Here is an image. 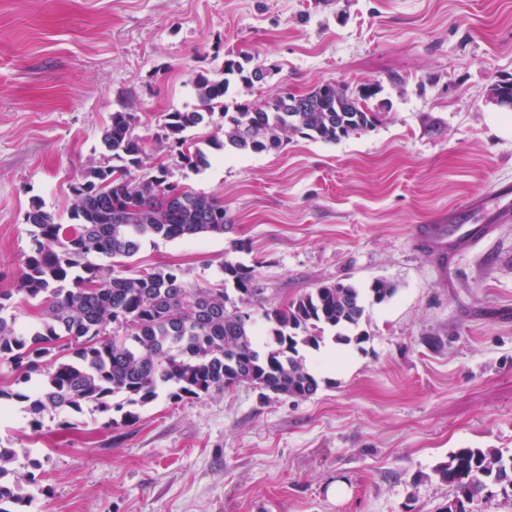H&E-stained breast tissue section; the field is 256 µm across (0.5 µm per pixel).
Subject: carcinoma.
<instances>
[{"label":"carcinoma","instance_id":"carcinoma-1","mask_svg":"<svg viewBox=\"0 0 512 512\" xmlns=\"http://www.w3.org/2000/svg\"><path fill=\"white\" fill-rule=\"evenodd\" d=\"M248 64L229 55L220 75L197 73L198 105L165 115L164 138L191 168L207 167L209 158L186 132L216 112L224 118V142L217 147L230 152L277 151L286 134L336 142L378 122L379 113L369 105L381 91L377 84L364 85L356 96L326 83L303 94V106L294 110L282 108L278 94L230 103L235 87L255 85L259 68ZM135 123L132 112L112 113L101 137L107 164L89 169L72 187L71 223H61L35 200L25 214L30 249L19 267L17 291L40 301L42 310L26 329L15 317L0 315V362L11 364L24 383L34 375L40 379L33 391L0 390V398L24 404L39 430L45 416L65 409L80 413L89 404L107 415L104 427L130 426L164 391L180 401L243 384L294 398L314 395L319 381L301 351L319 348L327 329L335 331L332 340L339 345L362 343L355 329L366 304L383 303L396 288L380 279L366 288L339 280L266 309L264 292L252 288L254 269L242 263L220 264L219 288L193 285L173 268L103 274L90 257L129 259L148 237L222 235L229 223L223 201L168 182L163 163L146 179L129 178L143 154ZM245 126L252 130L249 139L242 135ZM227 284L238 301L231 300ZM249 305L263 307L269 324L261 345ZM59 341L66 342L64 355L45 364ZM114 411L120 419L112 417ZM15 459L13 449L0 448V512H19L23 505L18 481L11 479ZM435 472L455 490L442 512H468L458 505L473 503L492 487L512 491L505 479L512 456L490 448H459Z\"/></svg>","mask_w":512,"mask_h":512}]
</instances>
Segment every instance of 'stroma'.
<instances>
[{"instance_id": "obj_1", "label": "stroma", "mask_w": 512, "mask_h": 512, "mask_svg": "<svg viewBox=\"0 0 512 512\" xmlns=\"http://www.w3.org/2000/svg\"><path fill=\"white\" fill-rule=\"evenodd\" d=\"M228 54L272 71L237 101L376 83L379 120L335 143L226 153L212 147L217 114L190 132L210 155L191 169L164 116L192 106L195 74ZM503 79L512 0H0V292L18 323L38 312L14 291L25 214L36 199L67 221L121 109L144 150L131 179L165 163L231 221L221 236L147 239L130 269L213 287L220 262H239L274 307L337 280L397 288L367 306L365 342L305 351L319 381L307 398L241 385L160 396L127 428L87 409L38 431L0 402L23 512H437L453 495L435 472L449 453L512 455V221L448 261L416 235L512 182V111L488 97Z\"/></svg>"}]
</instances>
